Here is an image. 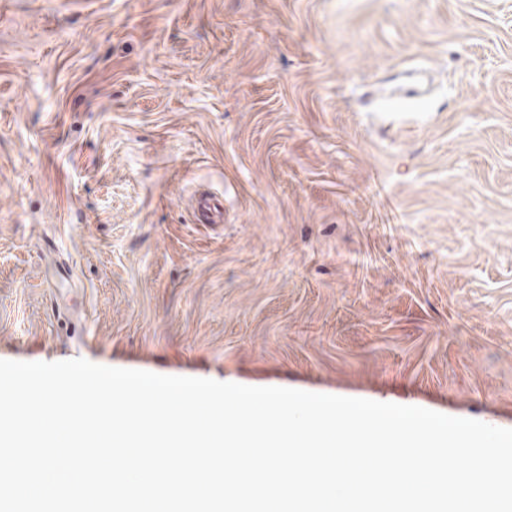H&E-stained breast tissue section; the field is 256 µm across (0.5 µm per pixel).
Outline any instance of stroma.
<instances>
[{"instance_id":"35a3bbf8","label":"stroma","mask_w":512,"mask_h":512,"mask_svg":"<svg viewBox=\"0 0 512 512\" xmlns=\"http://www.w3.org/2000/svg\"><path fill=\"white\" fill-rule=\"evenodd\" d=\"M72 358L512 428V0H0V359ZM194 213L196 219L205 217L208 224H220L224 221L223 199L209 191H200L195 196Z\"/></svg>"}]
</instances>
